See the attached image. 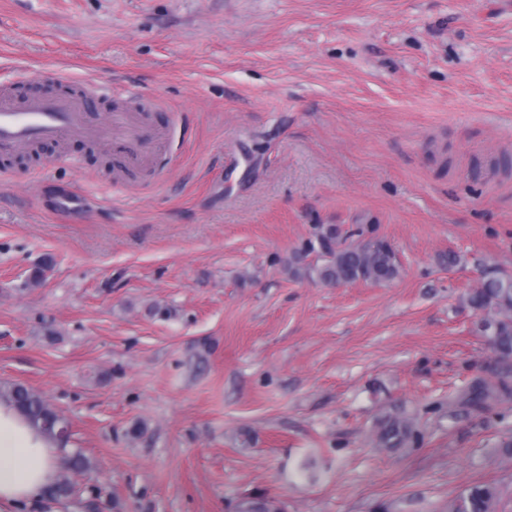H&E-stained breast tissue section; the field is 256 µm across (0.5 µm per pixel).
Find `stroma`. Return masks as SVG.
<instances>
[{
	"mask_svg": "<svg viewBox=\"0 0 512 512\" xmlns=\"http://www.w3.org/2000/svg\"><path fill=\"white\" fill-rule=\"evenodd\" d=\"M52 70L95 125L141 89L157 148L0 158V386L89 462L26 512H440L474 481L512 512V401L448 415L495 364L466 295L512 274V0H0V90ZM318 224L374 227L399 278L289 277ZM394 410L420 447L375 448ZM235 512H282V507L274 500L263 496H251L239 499L234 504Z\"/></svg>",
	"mask_w": 512,
	"mask_h": 512,
	"instance_id": "obj_1",
	"label": "stroma"
}]
</instances>
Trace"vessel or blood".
<instances>
[{
  "label": "vessel or blood",
  "mask_w": 512,
  "mask_h": 512,
  "mask_svg": "<svg viewBox=\"0 0 512 512\" xmlns=\"http://www.w3.org/2000/svg\"><path fill=\"white\" fill-rule=\"evenodd\" d=\"M90 132L87 100L79 94L36 95L19 102L9 92L0 93V155L42 142L83 138ZM104 135L113 156L125 165L149 163L150 137L133 115L113 113L112 126Z\"/></svg>",
  "instance_id": "1"
}]
</instances>
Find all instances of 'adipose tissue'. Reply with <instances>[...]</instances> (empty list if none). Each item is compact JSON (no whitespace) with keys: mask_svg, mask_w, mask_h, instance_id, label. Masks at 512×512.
Here are the masks:
<instances>
[{"mask_svg":"<svg viewBox=\"0 0 512 512\" xmlns=\"http://www.w3.org/2000/svg\"><path fill=\"white\" fill-rule=\"evenodd\" d=\"M60 448L0 404V505L18 507L43 498L55 483Z\"/></svg>","mask_w":512,"mask_h":512,"instance_id":"adipose-tissue-1","label":"adipose tissue"}]
</instances>
